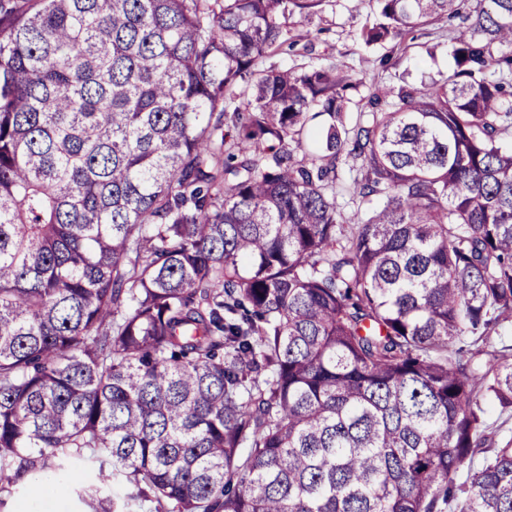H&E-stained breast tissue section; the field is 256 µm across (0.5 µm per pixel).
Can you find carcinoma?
Here are the masks:
<instances>
[{
  "label": "carcinoma",
  "mask_w": 512,
  "mask_h": 512,
  "mask_svg": "<svg viewBox=\"0 0 512 512\" xmlns=\"http://www.w3.org/2000/svg\"><path fill=\"white\" fill-rule=\"evenodd\" d=\"M310 7L0 0V512H512V0L351 128L355 74L255 70ZM13 512H79L83 508L69 490L45 480L31 481L10 501Z\"/></svg>",
  "instance_id": "cac0c4a2"
}]
</instances>
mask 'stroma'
<instances>
[{
  "label": "stroma",
  "mask_w": 512,
  "mask_h": 512,
  "mask_svg": "<svg viewBox=\"0 0 512 512\" xmlns=\"http://www.w3.org/2000/svg\"><path fill=\"white\" fill-rule=\"evenodd\" d=\"M376 0H315L297 16L307 38L291 50L280 49L263 58L261 67L351 68L361 78L358 96L369 95L374 85L399 87L430 85L454 68L453 37L460 19H441L405 35L402 44L364 46L361 30L373 20ZM11 512H80L69 490L45 480L31 481L9 502Z\"/></svg>",
  "instance_id": "1"
}]
</instances>
